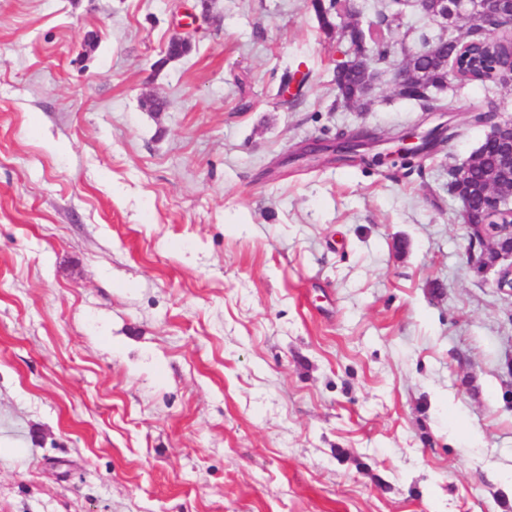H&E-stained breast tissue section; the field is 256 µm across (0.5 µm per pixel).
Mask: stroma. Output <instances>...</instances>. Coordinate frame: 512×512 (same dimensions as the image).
<instances>
[{"label": "stroma", "mask_w": 512, "mask_h": 512, "mask_svg": "<svg viewBox=\"0 0 512 512\" xmlns=\"http://www.w3.org/2000/svg\"><path fill=\"white\" fill-rule=\"evenodd\" d=\"M209 2L0 0V512H512V296L448 192L512 87L275 174L432 123L336 106L310 0ZM443 123L436 125L428 132H419L416 128L401 131L396 136L380 139L372 133H357L351 137L339 139L335 144L324 146L321 143L309 142L305 144L298 153L300 159H316L324 152L329 151L336 160V154L346 156L355 160H368L373 157H381L383 161L389 160L394 155H419L423 154L438 138L436 136L444 131ZM436 131L432 134V131ZM380 144H393L394 149L386 152H378L369 157L361 153L363 149L374 147Z\"/></svg>", "instance_id": "stroma-1"}]
</instances>
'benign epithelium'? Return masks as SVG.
Listing matches in <instances>:
<instances>
[{
	"label": "benign epithelium",
	"mask_w": 512,
	"mask_h": 512,
	"mask_svg": "<svg viewBox=\"0 0 512 512\" xmlns=\"http://www.w3.org/2000/svg\"><path fill=\"white\" fill-rule=\"evenodd\" d=\"M413 11L432 24L448 30V18H461L472 13L481 17V32L491 39L497 31L506 25H512V0H407ZM436 44V39L424 38L413 49L402 48L403 58L394 63L387 71L388 84L399 94L415 84L416 71L410 60L429 55ZM366 51L356 53L354 62L362 72L363 96L368 99L374 93L380 81L376 70L364 63ZM491 130L484 145L497 150L500 166L504 173L512 178V117L495 120L490 123ZM436 132L423 133L409 129L397 135L381 139L372 133H357L342 138L328 147L321 143L309 142L298 153L302 159H316L324 152L342 155L352 160H367L369 156L363 150L380 144H391L393 148L378 152L376 156L387 161L394 155H419L436 140L437 133L444 130L443 124L435 126ZM474 158L455 167V182L450 184L451 194L462 204L463 224L469 238L468 262L478 275L490 270L496 271L495 288L505 295H512V225L502 228L498 220L499 213L507 211L512 215V199L502 197L495 185L489 183L483 196L490 198L492 206L478 201L470 194L467 183Z\"/></svg>",
	"instance_id": "benign-epithelium-1"
}]
</instances>
